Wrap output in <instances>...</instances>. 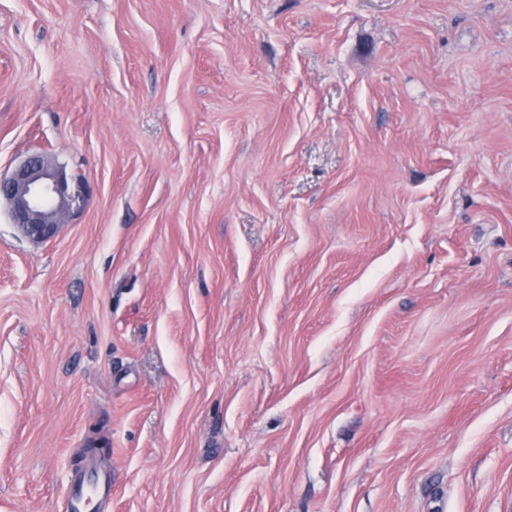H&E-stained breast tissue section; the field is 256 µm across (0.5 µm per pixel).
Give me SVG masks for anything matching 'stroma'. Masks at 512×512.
I'll use <instances>...</instances> for the list:
<instances>
[{
	"instance_id": "stroma-1",
	"label": "stroma",
	"mask_w": 512,
	"mask_h": 512,
	"mask_svg": "<svg viewBox=\"0 0 512 512\" xmlns=\"http://www.w3.org/2000/svg\"><path fill=\"white\" fill-rule=\"evenodd\" d=\"M0 512H512V0H0ZM78 188L50 153L33 152L8 176H0V205L3 200L22 237L43 244L61 233L79 202ZM112 477L100 473L95 480L82 479L72 484L70 492V512H89L88 509L95 498L111 496Z\"/></svg>"
}]
</instances>
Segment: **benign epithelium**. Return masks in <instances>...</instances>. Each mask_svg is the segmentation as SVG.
Here are the masks:
<instances>
[{
    "mask_svg": "<svg viewBox=\"0 0 512 512\" xmlns=\"http://www.w3.org/2000/svg\"><path fill=\"white\" fill-rule=\"evenodd\" d=\"M79 199L73 179L46 151L28 154L0 176V201L20 235L34 244L57 238Z\"/></svg>",
    "mask_w": 512,
    "mask_h": 512,
    "instance_id": "benign-epithelium-1",
    "label": "benign epithelium"
}]
</instances>
